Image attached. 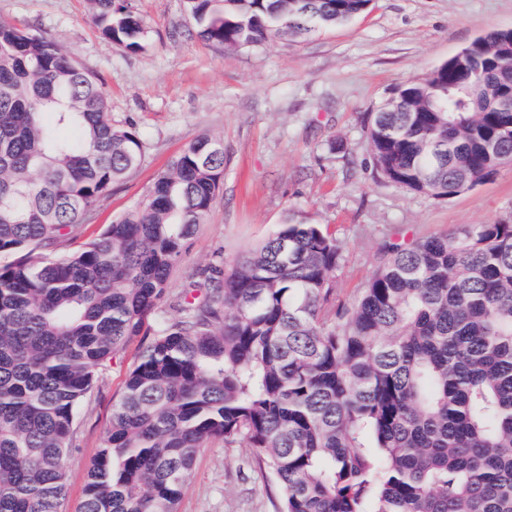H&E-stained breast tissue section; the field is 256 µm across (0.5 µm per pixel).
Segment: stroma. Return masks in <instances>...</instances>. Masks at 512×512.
<instances>
[{
    "instance_id": "stroma-1",
    "label": "stroma",
    "mask_w": 512,
    "mask_h": 512,
    "mask_svg": "<svg viewBox=\"0 0 512 512\" xmlns=\"http://www.w3.org/2000/svg\"><path fill=\"white\" fill-rule=\"evenodd\" d=\"M149 30L132 53L93 25L89 0H0V21L49 35L107 92L114 126L134 128L142 166L96 206L78 250L140 202L156 174L187 143L224 144L222 193L170 278L181 289L215 256L233 259L297 213L326 225L343 253L334 301L351 305L387 241L452 234L512 220V164L457 196L431 198L386 181L369 148L371 112L393 89L427 76L492 29L512 28V0H373L348 24L299 42L228 52L196 36L183 0H133ZM129 344L99 372L77 417L64 470V512H80L89 467L103 446L128 370ZM247 448L216 441L200 451L177 512H276L280 491L248 469Z\"/></svg>"
}]
</instances>
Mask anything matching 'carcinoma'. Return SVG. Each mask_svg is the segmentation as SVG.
I'll list each match as a JSON object with an SVG mask.
<instances>
[{
    "label": "carcinoma",
    "instance_id": "cac0c4a2",
    "mask_svg": "<svg viewBox=\"0 0 512 512\" xmlns=\"http://www.w3.org/2000/svg\"><path fill=\"white\" fill-rule=\"evenodd\" d=\"M121 48H146L132 0H90ZM371 0H184L225 50L304 40ZM406 82L370 114L390 183L433 198L512 162V29ZM145 159L137 131L47 35L0 21V512H60L78 412L132 340L137 362L89 469L82 512H176L200 449H252L276 512H512V222L387 242L350 306L343 255L291 215L233 261L171 273L223 186L224 146L199 137L137 206L58 257Z\"/></svg>",
    "mask_w": 512,
    "mask_h": 512
}]
</instances>
